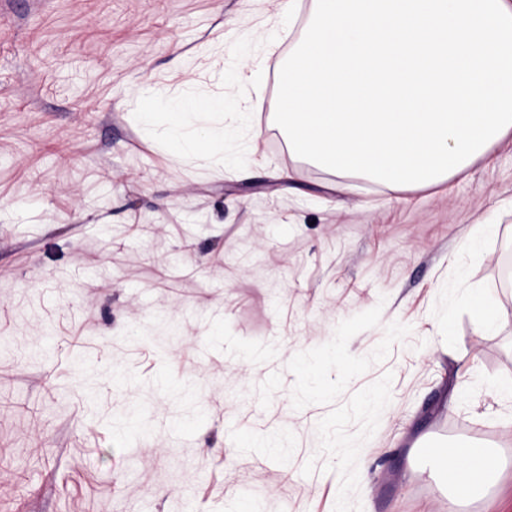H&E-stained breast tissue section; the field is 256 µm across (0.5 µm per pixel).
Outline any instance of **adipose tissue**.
<instances>
[{
  "mask_svg": "<svg viewBox=\"0 0 512 512\" xmlns=\"http://www.w3.org/2000/svg\"><path fill=\"white\" fill-rule=\"evenodd\" d=\"M160 91L140 92L138 99L143 109L144 121L163 122L171 150L181 156H195L217 151V139L207 128L194 125L200 112L213 109L207 100L178 102L170 111L155 112L151 106L161 99ZM432 469L448 487L451 502H467L480 497L495 485L499 463L492 450L473 447H448L434 449L428 458Z\"/></svg>",
  "mask_w": 512,
  "mask_h": 512,
  "instance_id": "ef3b65f1",
  "label": "adipose tissue"
}]
</instances>
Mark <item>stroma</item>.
<instances>
[{
  "instance_id": "1",
  "label": "stroma",
  "mask_w": 512,
  "mask_h": 512,
  "mask_svg": "<svg viewBox=\"0 0 512 512\" xmlns=\"http://www.w3.org/2000/svg\"><path fill=\"white\" fill-rule=\"evenodd\" d=\"M278 2L0 0V512H448L428 443L512 512V138L412 190L300 160ZM145 85L223 97L225 162H172ZM466 302L476 322L485 330L495 328L499 317L494 305L481 292L471 291ZM428 461L447 485L448 499L453 503L480 497L495 485L499 475V463L488 448H435Z\"/></svg>"
}]
</instances>
